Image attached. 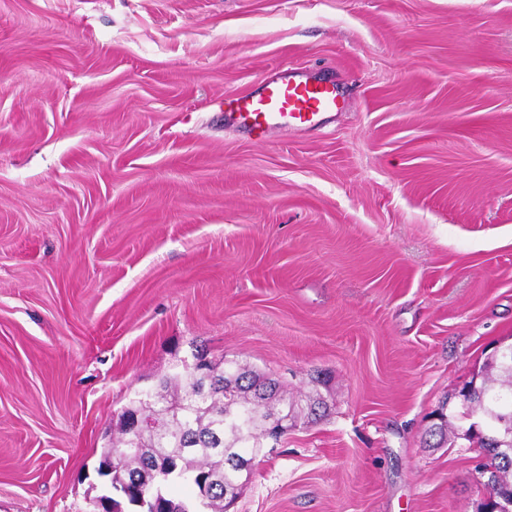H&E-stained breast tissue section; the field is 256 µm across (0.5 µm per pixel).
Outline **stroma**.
Listing matches in <instances>:
<instances>
[{
	"label": "stroma",
	"mask_w": 512,
	"mask_h": 512,
	"mask_svg": "<svg viewBox=\"0 0 512 512\" xmlns=\"http://www.w3.org/2000/svg\"><path fill=\"white\" fill-rule=\"evenodd\" d=\"M290 68L321 126H225ZM512 343V0H0V512H91L196 346L324 417L230 512H478L432 413Z\"/></svg>",
	"instance_id": "stroma-1"
}]
</instances>
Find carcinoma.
Listing matches in <instances>:
<instances>
[{"label":"carcinoma","mask_w":512,"mask_h":512,"mask_svg":"<svg viewBox=\"0 0 512 512\" xmlns=\"http://www.w3.org/2000/svg\"><path fill=\"white\" fill-rule=\"evenodd\" d=\"M487 366L499 378H482L468 408L433 424L426 444L441 447L448 436H457L475 424L501 428L507 418L512 428V363L494 354ZM185 374L163 377L155 392L138 396L136 412L149 420L136 433L117 422L112 439L100 460L98 475L109 480L117 497L112 512H225L230 496L243 487V468L262 450V440L272 437L264 419L278 417L292 426L320 416L324 402L318 398L290 396L278 383L235 361L210 360L208 381L184 365ZM486 452L493 485L488 491H512V445L498 448L486 438L469 441ZM188 485L196 500L172 495V487Z\"/></svg>","instance_id":"carcinoma-1"}]
</instances>
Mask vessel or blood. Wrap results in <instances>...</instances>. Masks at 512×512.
Listing matches in <instances>:
<instances>
[{"label": "vessel or blood", "mask_w": 512, "mask_h": 512, "mask_svg": "<svg viewBox=\"0 0 512 512\" xmlns=\"http://www.w3.org/2000/svg\"><path fill=\"white\" fill-rule=\"evenodd\" d=\"M236 111L225 113L248 134L274 129H308L322 125L338 105L336 84L326 79H300L284 74L269 80L255 95L236 98Z\"/></svg>", "instance_id": "b4317fda"}]
</instances>
